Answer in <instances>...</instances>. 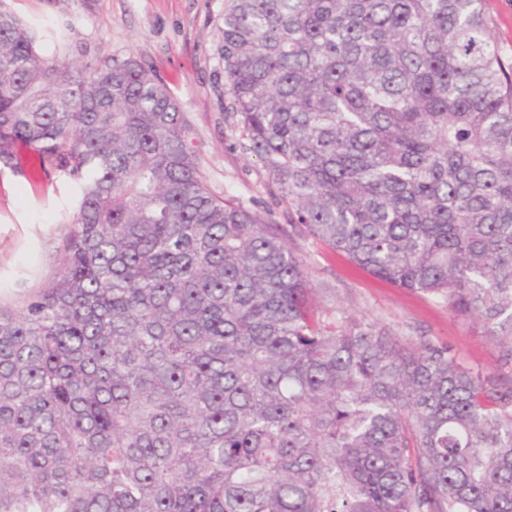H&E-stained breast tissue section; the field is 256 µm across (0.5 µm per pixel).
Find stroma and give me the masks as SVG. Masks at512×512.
<instances>
[{"label":"stroma","mask_w":512,"mask_h":512,"mask_svg":"<svg viewBox=\"0 0 512 512\" xmlns=\"http://www.w3.org/2000/svg\"><path fill=\"white\" fill-rule=\"evenodd\" d=\"M225 0H0L41 29L62 31L47 55L98 65L136 57L170 88L195 130L201 173L217 196H229L278 224V204L261 164L247 153L242 127L225 112L221 30ZM77 189L62 172H0V304L21 306L51 277L58 248L77 210ZM319 290L324 315L378 322L405 337L453 346L462 365L497 374L499 345L455 318L446 304L396 288L357 268L313 238H294Z\"/></svg>","instance_id":"obj_1"}]
</instances>
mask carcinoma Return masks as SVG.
I'll list each match as a JSON object with an SVG mask.
<instances>
[{
  "instance_id": "carcinoma-1",
  "label": "carcinoma",
  "mask_w": 512,
  "mask_h": 512,
  "mask_svg": "<svg viewBox=\"0 0 512 512\" xmlns=\"http://www.w3.org/2000/svg\"><path fill=\"white\" fill-rule=\"evenodd\" d=\"M0 11V168L79 189L0 306V512H512V384L324 320L288 228L475 321L512 367V59L483 0H225L224 96L289 226L200 172L136 58Z\"/></svg>"
}]
</instances>
